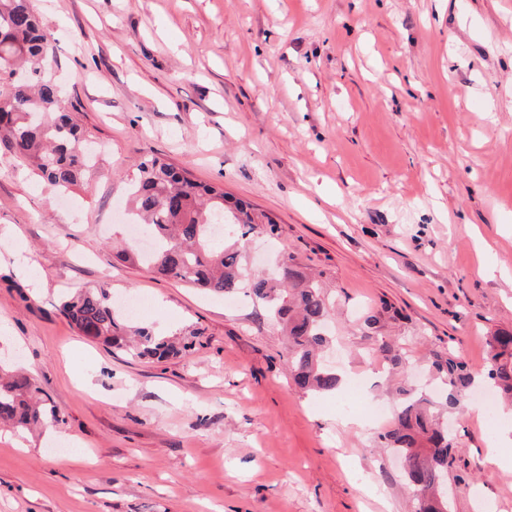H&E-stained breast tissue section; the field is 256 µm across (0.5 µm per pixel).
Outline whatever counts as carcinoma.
<instances>
[{
    "label": "carcinoma",
    "instance_id": "carcinoma-1",
    "mask_svg": "<svg viewBox=\"0 0 512 512\" xmlns=\"http://www.w3.org/2000/svg\"><path fill=\"white\" fill-rule=\"evenodd\" d=\"M51 36L41 27L32 0H0V151L27 162L50 184L65 191L94 167L87 151L86 131L75 113L61 102L52 78L43 74ZM136 177L129 191L132 210L141 218L153 250L142 256L132 241L120 257L145 262L166 278L190 283L215 294H234L241 288L269 303L288 337L286 361L296 385L307 391L331 393L339 378L320 363L318 351L328 343L324 325L329 304L321 287L298 269L283 252L278 276L244 282L241 241L258 232L275 234L276 222L224 189L193 180L187 171L159 156L134 162ZM217 224L223 235L215 234ZM61 314L79 333L108 347H128L132 355L164 361L194 348L196 329L181 337L160 335L149 327H133L116 311L109 289L99 286L66 298ZM490 383L512 396V334L492 337ZM40 388L26 374L0 370V424L32 430L58 421L56 409L39 398ZM385 447L407 461L404 470L417 512H431L430 502L441 493L443 477L452 463L454 443L435 422L429 400L409 398L396 410L384 435Z\"/></svg>",
    "mask_w": 512,
    "mask_h": 512
}]
</instances>
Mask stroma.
Returning <instances> with one entry per match:
<instances>
[{
    "label": "stroma",
    "mask_w": 512,
    "mask_h": 512,
    "mask_svg": "<svg viewBox=\"0 0 512 512\" xmlns=\"http://www.w3.org/2000/svg\"><path fill=\"white\" fill-rule=\"evenodd\" d=\"M33 4L98 164L60 199L0 153V366L60 416L0 429V512H416L380 426L339 414L344 385L295 387L263 303L116 257L148 155L277 221L246 271L286 249L320 273L326 363L371 405L429 394L457 448L451 512H512L480 402L488 341L512 332V0ZM103 283L146 301L134 325L199 329L194 351L156 362L80 336L59 301Z\"/></svg>",
    "instance_id": "1"
}]
</instances>
